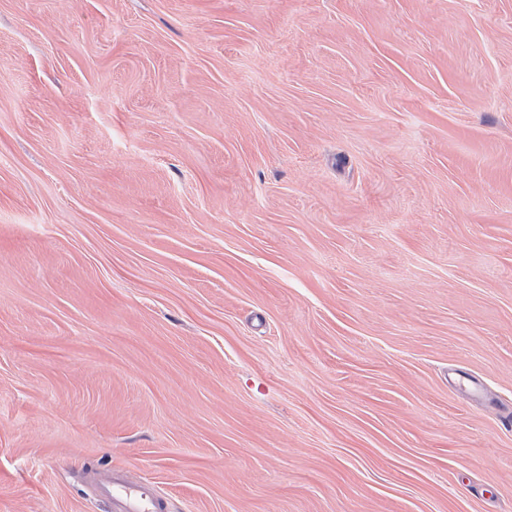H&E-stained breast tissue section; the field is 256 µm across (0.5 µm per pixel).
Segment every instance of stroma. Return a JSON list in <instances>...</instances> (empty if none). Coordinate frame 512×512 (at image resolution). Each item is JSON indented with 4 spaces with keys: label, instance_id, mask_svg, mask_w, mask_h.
Segmentation results:
<instances>
[{
    "label": "stroma",
    "instance_id": "obj_1",
    "mask_svg": "<svg viewBox=\"0 0 512 512\" xmlns=\"http://www.w3.org/2000/svg\"><path fill=\"white\" fill-rule=\"evenodd\" d=\"M512 0H0V512H512ZM96 484L120 500V512H160L156 493L148 482L129 484L121 475L110 473Z\"/></svg>",
    "mask_w": 512,
    "mask_h": 512
}]
</instances>
